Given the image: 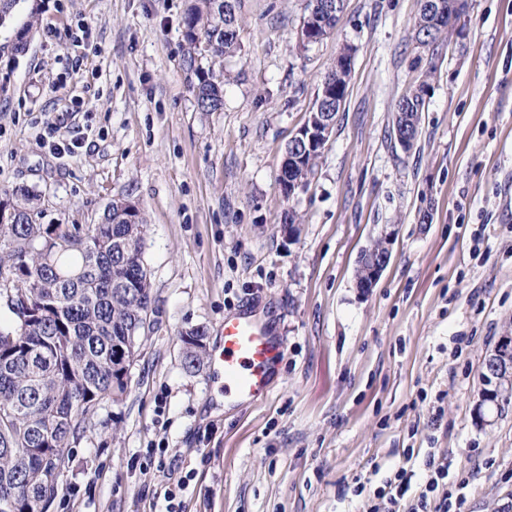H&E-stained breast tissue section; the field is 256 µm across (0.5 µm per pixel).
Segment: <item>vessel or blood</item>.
Here are the masks:
<instances>
[{"instance_id":"1","label":"vessel or blood","mask_w":512,"mask_h":512,"mask_svg":"<svg viewBox=\"0 0 512 512\" xmlns=\"http://www.w3.org/2000/svg\"><path fill=\"white\" fill-rule=\"evenodd\" d=\"M282 350V343L254 311L226 316L219 352L225 403L252 405L264 401L270 391L271 368Z\"/></svg>"}]
</instances>
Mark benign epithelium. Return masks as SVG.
Wrapping results in <instances>:
<instances>
[{
	"instance_id": "1",
	"label": "benign epithelium",
	"mask_w": 512,
	"mask_h": 512,
	"mask_svg": "<svg viewBox=\"0 0 512 512\" xmlns=\"http://www.w3.org/2000/svg\"><path fill=\"white\" fill-rule=\"evenodd\" d=\"M336 16V0H316L312 11L302 20L299 38L310 45L320 40L319 28L325 27L327 19ZM353 50L349 49L336 58V76H343L352 60ZM334 76V77H336ZM328 77L318 93L315 107L303 125L296 131L287 147V158L293 166H301L306 156L319 152L331 135L335 122L332 120L336 108V81ZM383 245L378 251L366 249V259L361 261L356 271V288L363 295H367L375 288L383 271L391 259V245L393 232L382 235ZM485 372L489 376L497 377L499 388L497 394L509 395L512 393V338L505 336L485 360Z\"/></svg>"
}]
</instances>
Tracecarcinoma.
Listing matches in <instances>:
<instances>
[{
  "instance_id": "cac0c4a2",
  "label": "carcinoma",
  "mask_w": 512,
  "mask_h": 512,
  "mask_svg": "<svg viewBox=\"0 0 512 512\" xmlns=\"http://www.w3.org/2000/svg\"><path fill=\"white\" fill-rule=\"evenodd\" d=\"M226 0H190L184 16V63L197 108L224 106L221 64L237 49L239 17ZM440 19L420 9L417 39L437 50L466 3L442 0ZM38 8L14 30L12 53L26 51ZM395 105L400 113L425 109L427 79ZM14 219L0 225V303L13 321L0 325V512H49L58 481L84 419L103 402L122 401L128 373L119 359L135 358L152 312L143 261L142 212L129 223L112 202L98 224H40V194L27 186L11 193ZM186 369L200 366L206 332L181 335Z\"/></svg>"
}]
</instances>
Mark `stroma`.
<instances>
[{
    "label": "stroma",
    "instance_id": "obj_1",
    "mask_svg": "<svg viewBox=\"0 0 512 512\" xmlns=\"http://www.w3.org/2000/svg\"><path fill=\"white\" fill-rule=\"evenodd\" d=\"M24 54L0 32V192L41 195L43 224H95L113 200L147 224L152 312L120 403L85 420L50 512H366L428 453L471 473L467 512L512 502V407L475 417L482 363L512 336V0H468L430 53L420 0H346L304 47L306 0H240L224 107L198 111L184 66L186 0H21ZM349 93L304 193L285 199L284 149L344 46ZM433 59L420 134L390 139L394 105ZM76 142L51 151L44 137ZM296 211L295 240L282 215ZM394 233L369 295L356 262ZM259 306L284 342L268 398L232 408L211 362L224 317ZM163 466H143L149 447ZM180 339L185 367L195 370L207 353L206 332L203 328H194L183 333Z\"/></svg>",
    "mask_w": 512,
    "mask_h": 512
}]
</instances>
